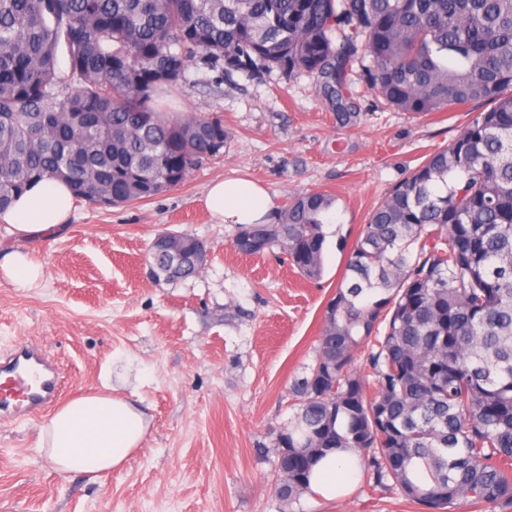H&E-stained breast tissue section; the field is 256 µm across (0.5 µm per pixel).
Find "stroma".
I'll return each mask as SVG.
<instances>
[{
    "mask_svg": "<svg viewBox=\"0 0 512 512\" xmlns=\"http://www.w3.org/2000/svg\"><path fill=\"white\" fill-rule=\"evenodd\" d=\"M163 102L169 117H223L232 132L223 157L147 200L78 201L56 235L0 236V247L35 252L44 268L25 290L0 276V354L40 343L62 367L66 402L99 386L111 366L119 393L142 399L150 431L121 469L91 480L53 468L37 447L35 418L1 411L0 512H426L359 474L345 495L282 502L272 444L343 272L336 226L365 224L408 168L460 133L469 109L396 112L358 82L361 119L342 127L311 77L276 72L252 80L209 71ZM230 177L262 184L276 210L300 192L335 196L321 279L277 255L233 248L234 226L204 205L209 184ZM161 232L203 241V271L156 280L149 245Z\"/></svg>",
    "mask_w": 512,
    "mask_h": 512,
    "instance_id": "obj_1",
    "label": "stroma"
}]
</instances>
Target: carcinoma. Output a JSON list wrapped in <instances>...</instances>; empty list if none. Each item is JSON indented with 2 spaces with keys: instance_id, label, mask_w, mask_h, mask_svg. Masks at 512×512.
Segmentation results:
<instances>
[{
  "instance_id": "carcinoma-1",
  "label": "carcinoma",
  "mask_w": 512,
  "mask_h": 512,
  "mask_svg": "<svg viewBox=\"0 0 512 512\" xmlns=\"http://www.w3.org/2000/svg\"><path fill=\"white\" fill-rule=\"evenodd\" d=\"M357 58L399 112L488 108L409 170L353 243L337 234L344 274L274 442L279 497L299 500L314 464L342 450L428 512H512V0H0V213L44 177L113 206L222 156L223 119L159 112L192 67L306 74L354 123ZM333 204L299 193L232 245L317 280ZM150 254L168 282L206 264H172L164 233Z\"/></svg>"
}]
</instances>
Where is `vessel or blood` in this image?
I'll return each mask as SVG.
<instances>
[{
  "label": "vessel or blood",
  "mask_w": 512,
  "mask_h": 512,
  "mask_svg": "<svg viewBox=\"0 0 512 512\" xmlns=\"http://www.w3.org/2000/svg\"><path fill=\"white\" fill-rule=\"evenodd\" d=\"M6 375L10 390L22 401L25 412L37 414L62 397V376L54 360L39 344L30 343L0 356V375Z\"/></svg>",
  "instance_id": "obj_1"
}]
</instances>
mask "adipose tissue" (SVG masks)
<instances>
[{
  "label": "adipose tissue",
  "mask_w": 512,
  "mask_h": 512,
  "mask_svg": "<svg viewBox=\"0 0 512 512\" xmlns=\"http://www.w3.org/2000/svg\"><path fill=\"white\" fill-rule=\"evenodd\" d=\"M207 210L226 224H256L267 216L272 201L258 183L242 178L209 185ZM75 208L67 183L35 181L0 215V226L19 240H34L62 229ZM0 273L18 288L38 285L44 268L31 253L0 250ZM150 420L131 397L114 393L109 382L57 408L39 428V448L57 471L99 474L120 468L142 445ZM358 468L355 456L331 452L312 469L311 492L327 497L346 493Z\"/></svg>",
  "instance_id": "obj_1"
}]
</instances>
